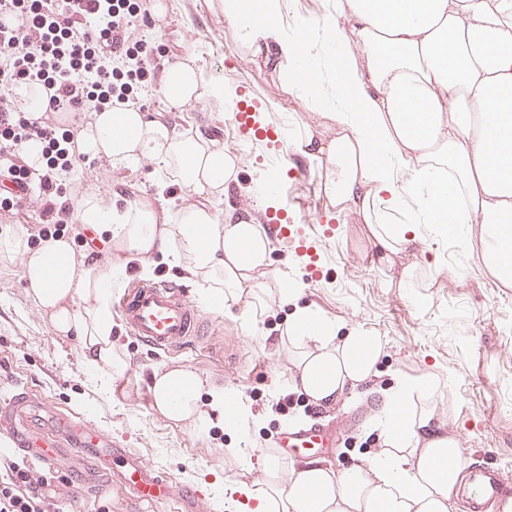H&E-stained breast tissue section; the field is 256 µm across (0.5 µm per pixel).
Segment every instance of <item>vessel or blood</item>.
Instances as JSON below:
<instances>
[{
	"label": "vessel or blood",
	"mask_w": 512,
	"mask_h": 512,
	"mask_svg": "<svg viewBox=\"0 0 512 512\" xmlns=\"http://www.w3.org/2000/svg\"><path fill=\"white\" fill-rule=\"evenodd\" d=\"M269 231L288 239L298 256L305 258L310 279H319L321 270L309 260L310 247L294 225L276 223ZM119 310L131 336L156 352L177 350L202 333L184 287L174 282L132 281L119 301ZM0 435L12 439L18 450L44 468L68 467L80 481L118 490L135 505L165 502L173 504L176 512H203L198 490L175 484L140 453L90 421L59 411L27 388H17L11 399L0 404ZM278 445L283 449L325 448L329 439L323 430L310 426L284 430ZM468 494L470 512H485L489 503L511 495L512 488L498 468L473 464Z\"/></svg>",
	"instance_id": "b4317fda"
}]
</instances>
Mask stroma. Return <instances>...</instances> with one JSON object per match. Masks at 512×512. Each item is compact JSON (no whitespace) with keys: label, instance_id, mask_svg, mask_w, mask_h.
<instances>
[{"label":"stroma","instance_id":"35a3bbf8","mask_svg":"<svg viewBox=\"0 0 512 512\" xmlns=\"http://www.w3.org/2000/svg\"><path fill=\"white\" fill-rule=\"evenodd\" d=\"M171 2L166 17L152 19L145 29L162 50V64L191 58L203 84L223 85L224 99L201 100L176 114L155 85L139 95V105L153 118L179 131H197L237 157L239 183L216 201V211L233 206L261 225L286 213L305 225L321 279L309 280L305 261L285 239L272 241L274 267L303 282L306 299L337 321L383 337L380 384L395 373L451 376L437 404L462 458L487 461L512 479V288L484 273L478 225H471L468 245L425 238L416 252L415 286L401 285L400 260L381 257L357 211L329 206L322 167L293 152L309 115L306 102L285 94L271 70L252 62L223 15L209 10L208 0ZM244 99L256 105L261 125L279 126L280 136L268 145L252 143L227 123L228 113ZM161 178L150 161L123 172L87 159L74 189L119 208L139 202L167 208L180 201L181 191L175 185L160 188ZM198 313L208 331L205 340L170 354L151 351L115 323L112 342L130 368L123 392L110 396L85 368L76 339L57 334L28 295L20 258H1L0 401L10 398L17 384H28L61 410L85 416L138 450L176 482L196 486L204 512H238L230 488L261 479L264 457L276 453L283 429L315 422L340 428L333 447L288 455L293 465L316 461L342 469L378 448L377 435L367 426L370 400L347 398L327 409L303 398L279 409V398L288 393L290 361L274 339L287 306L271 304L252 320L237 307L222 312L199 305ZM163 366L185 367L239 390L253 418L248 436H235L219 424L205 430L177 424L152 409L149 378ZM232 448L242 449L246 465L229 456ZM43 478L44 493L57 494L62 512H131L116 493L76 487L65 469Z\"/></svg>","mask_w":512,"mask_h":512}]
</instances>
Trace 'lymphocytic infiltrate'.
I'll return each mask as SVG.
<instances>
[{"label":"lymphocytic infiltrate","instance_id":"obj_1","mask_svg":"<svg viewBox=\"0 0 512 512\" xmlns=\"http://www.w3.org/2000/svg\"><path fill=\"white\" fill-rule=\"evenodd\" d=\"M150 8V0H0V179L15 188L0 196V208L23 210L26 196H35L39 237L74 221L64 179L84 160L75 126L159 78L160 50L142 33ZM21 83L45 88L41 116L13 100L11 90ZM28 142L40 146L42 168L23 161L20 148ZM0 467V512H59L32 470L11 460Z\"/></svg>","mask_w":512,"mask_h":512}]
</instances>
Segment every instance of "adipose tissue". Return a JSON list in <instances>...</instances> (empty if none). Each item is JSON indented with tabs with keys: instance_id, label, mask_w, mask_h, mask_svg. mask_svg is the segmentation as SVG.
Returning a JSON list of instances; mask_svg holds the SVG:
<instances>
[{
	"instance_id": "ef3b65f1",
	"label": "adipose tissue",
	"mask_w": 512,
	"mask_h": 512,
	"mask_svg": "<svg viewBox=\"0 0 512 512\" xmlns=\"http://www.w3.org/2000/svg\"><path fill=\"white\" fill-rule=\"evenodd\" d=\"M255 63L272 69L283 91L312 112L294 141L326 170L331 206L361 213L385 258L412 254L418 225L387 215L416 204L429 223L480 227L482 265L512 287V0H320L316 16L287 25L285 0H212ZM162 91L183 111L201 98L192 59L168 67ZM80 153L116 170L156 162L188 202L177 211L149 204L118 209L93 195L79 203L82 226L106 232L118 256L76 257L71 241L28 247L0 237V254L20 256L35 305L58 334L78 341L85 365L108 394L129 363L112 345V298L128 261L150 274L156 261L181 267L207 305H238L255 317L269 300L290 305L280 335L291 351L289 389L329 407L348 394L374 399L372 427L381 446L340 471L309 463L286 467L267 456L259 486L247 489L250 512H456L465 474L459 443L435 404L433 373L395 376L376 387L381 336L341 331L305 302L301 283L271 267V241L253 217L210 203L237 180L235 156L199 135L125 103L93 113L78 133ZM152 407L176 423L205 427L210 413L246 434L249 413L239 391L184 367L156 369Z\"/></svg>"
}]
</instances>
